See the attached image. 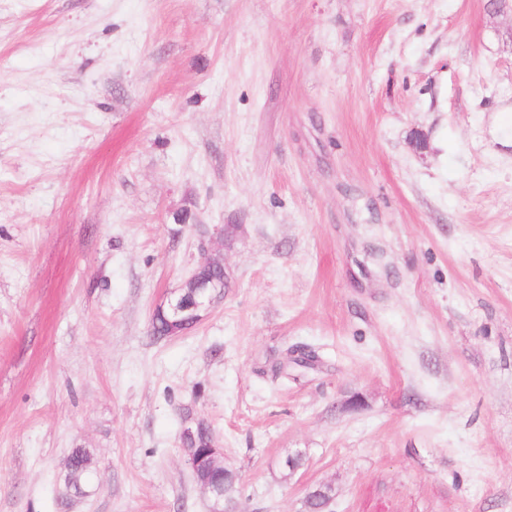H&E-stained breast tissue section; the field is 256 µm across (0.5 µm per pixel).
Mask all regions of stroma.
I'll return each instance as SVG.
<instances>
[{"instance_id": "obj_1", "label": "stroma", "mask_w": 512, "mask_h": 512, "mask_svg": "<svg viewBox=\"0 0 512 512\" xmlns=\"http://www.w3.org/2000/svg\"><path fill=\"white\" fill-rule=\"evenodd\" d=\"M187 408L234 512H512L511 11L0 0V512H211ZM184 284L188 288H195L189 298L180 295V289H177L169 292L166 300L160 305L161 309L166 307L170 313V319L168 320L169 336L181 335L180 327L182 323L190 318H194L197 321L200 320L202 317L201 313L206 312L216 299V297L207 293V283L198 281L195 278V269ZM184 463L192 472L197 482L209 493L210 483L214 474L224 465V450L219 448L215 441L199 452H191L185 455ZM89 452L84 448L74 449L68 461L67 485L73 487L78 493L81 491V483L90 475Z\"/></svg>"}]
</instances>
